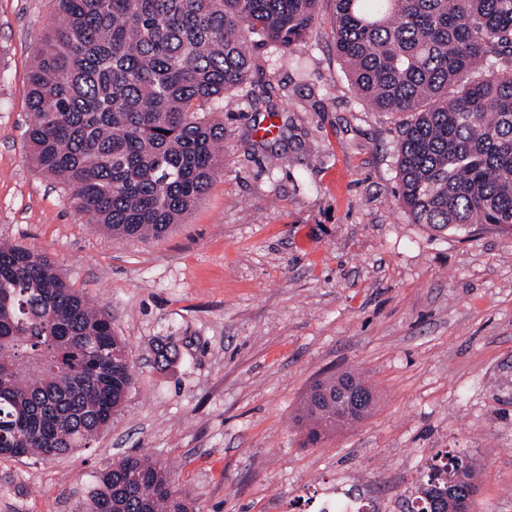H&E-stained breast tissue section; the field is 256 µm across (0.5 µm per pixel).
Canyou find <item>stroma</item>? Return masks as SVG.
<instances>
[{
  "mask_svg": "<svg viewBox=\"0 0 512 512\" xmlns=\"http://www.w3.org/2000/svg\"><path fill=\"white\" fill-rule=\"evenodd\" d=\"M332 12L321 0L296 52L252 48V85L205 107L224 124L223 173L186 223L132 241L87 224L32 165L27 75L55 15L0 0V242L51 256L135 366L90 447L0 458V512H74L131 454L169 467L198 512H319L329 490L371 483L391 510L448 450L476 463L472 512H512V235L412 223L407 117L354 96ZM341 371L375 406L309 442L300 403Z\"/></svg>",
  "mask_w": 512,
  "mask_h": 512,
  "instance_id": "stroma-1",
  "label": "stroma"
}]
</instances>
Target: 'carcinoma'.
<instances>
[{
  "label": "carcinoma",
  "instance_id": "obj_1",
  "mask_svg": "<svg viewBox=\"0 0 512 512\" xmlns=\"http://www.w3.org/2000/svg\"><path fill=\"white\" fill-rule=\"evenodd\" d=\"M331 30L352 91L406 113L399 199L412 222L512 234V0H333ZM319 0H53L28 81L30 159L74 210L115 236L159 237L224 171V123L203 106L252 83L249 43L292 53ZM134 372L109 313L45 253L0 245V457H58L95 441ZM297 420L317 440L349 424L319 400ZM404 512H458L436 494L474 487L445 451ZM77 512H196L164 465L129 455L100 472Z\"/></svg>",
  "mask_w": 512,
  "mask_h": 512
}]
</instances>
